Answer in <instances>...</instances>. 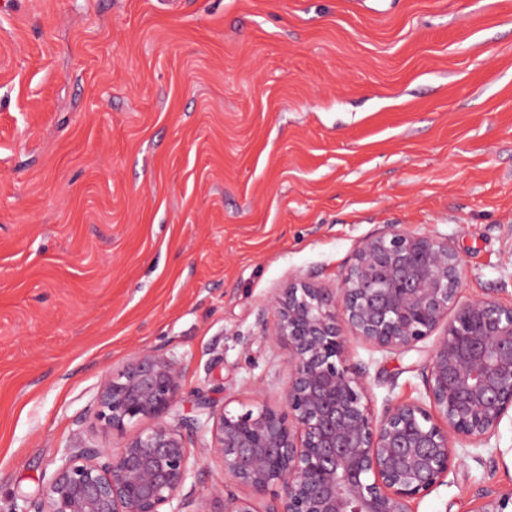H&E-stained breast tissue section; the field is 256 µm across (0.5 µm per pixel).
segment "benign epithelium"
I'll return each instance as SVG.
<instances>
[{"instance_id":"obj_1","label":"benign epithelium","mask_w":512,"mask_h":512,"mask_svg":"<svg viewBox=\"0 0 512 512\" xmlns=\"http://www.w3.org/2000/svg\"><path fill=\"white\" fill-rule=\"evenodd\" d=\"M461 277L448 238L390 226L362 241L338 287L304 280L272 294L264 339L288 367L281 405L217 412L201 396L183 416L180 360L138 352L102 378L94 403L117 449L73 441L21 512H188L201 458L247 491L222 490V512H410L455 465L454 439L484 445L512 411V304L459 303ZM431 336L429 404L388 402L375 415L350 340L407 352ZM141 420L151 424L128 432ZM479 512H512V493L487 491Z\"/></svg>"}]
</instances>
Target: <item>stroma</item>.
<instances>
[{
    "label": "stroma",
    "instance_id": "35a3bbf8",
    "mask_svg": "<svg viewBox=\"0 0 512 512\" xmlns=\"http://www.w3.org/2000/svg\"><path fill=\"white\" fill-rule=\"evenodd\" d=\"M391 225L454 244L459 302L512 303V0H0V512L75 434L113 444L91 407L140 350L185 415L282 403L267 297ZM431 347L351 342L375 413L425 400ZM455 448L411 512L512 492L511 417Z\"/></svg>",
    "mask_w": 512,
    "mask_h": 512
}]
</instances>
